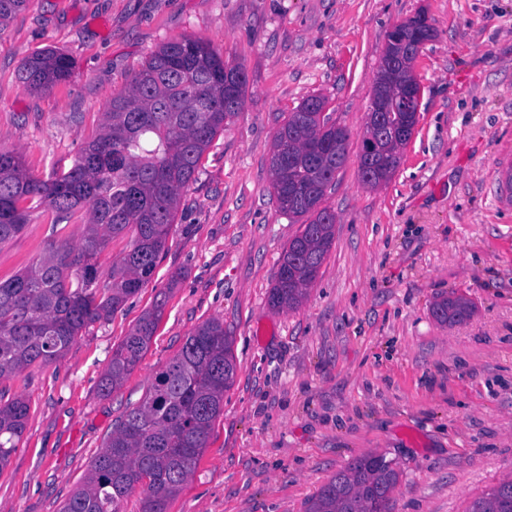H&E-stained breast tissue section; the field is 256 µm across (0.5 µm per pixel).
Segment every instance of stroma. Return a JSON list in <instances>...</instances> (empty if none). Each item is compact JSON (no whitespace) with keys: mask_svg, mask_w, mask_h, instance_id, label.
<instances>
[{"mask_svg":"<svg viewBox=\"0 0 512 512\" xmlns=\"http://www.w3.org/2000/svg\"><path fill=\"white\" fill-rule=\"evenodd\" d=\"M435 30L414 71L418 121L389 182L358 159L388 32L418 13ZM207 41L247 74L240 112L204 154L151 282L89 325L60 360L1 381L30 401L23 441L0 471V512H58L129 406L187 336L217 319L236 373L193 474L167 512H306L354 459L400 473L392 512H466L512 478V0H30L0 21V149L31 174L69 170L114 94L165 43ZM70 54L73 77L34 93L21 61ZM326 100L349 156L324 205L335 239L304 302L268 294L300 222L271 186L273 138L304 100ZM80 215L31 210L0 245V278L61 240ZM470 318L438 323L451 293ZM148 350L110 396L113 346L157 300ZM473 310V303L468 298L459 295L436 301L431 307V315L441 324H455L467 320Z\"/></svg>","mask_w":512,"mask_h":512,"instance_id":"obj_1","label":"stroma"}]
</instances>
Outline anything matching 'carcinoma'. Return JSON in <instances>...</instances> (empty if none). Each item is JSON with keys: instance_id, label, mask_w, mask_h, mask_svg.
I'll return each instance as SVG.
<instances>
[{"instance_id": "1", "label": "carcinoma", "mask_w": 512, "mask_h": 512, "mask_svg": "<svg viewBox=\"0 0 512 512\" xmlns=\"http://www.w3.org/2000/svg\"><path fill=\"white\" fill-rule=\"evenodd\" d=\"M393 46L397 80L413 70L421 48L418 29ZM73 60L55 49L23 60L18 80L32 91L68 81ZM247 74L200 39L162 45L101 113L98 133L68 171L50 180L25 168L19 153L0 150V244L18 235L36 205L57 215L80 211L78 242L51 247L6 280L0 279V381L62 358L87 326L121 309L151 280L175 223L181 197L196 180L201 159L224 122L244 102ZM326 100H305L277 130L271 184L280 211L304 220L283 255L268 303L295 309L318 277L334 240L336 215L322 206L347 161V131L322 114ZM407 138L389 143L382 165L370 170L389 180L412 137L416 120L394 113ZM129 249L101 276L98 255L128 232ZM165 301L146 311L98 384L109 396L140 361L162 317ZM474 305L459 295L431 307L441 324L467 320ZM236 372L232 336L211 320L186 338L179 354L156 373L151 387L113 427L82 485L59 512H121L140 491L141 512H167L169 500L194 472L209 430L224 406ZM30 410L23 396L0 394V472L20 447ZM370 453L324 485L306 512H389L399 481L396 468ZM467 512H512V479L472 501Z\"/></svg>"}]
</instances>
